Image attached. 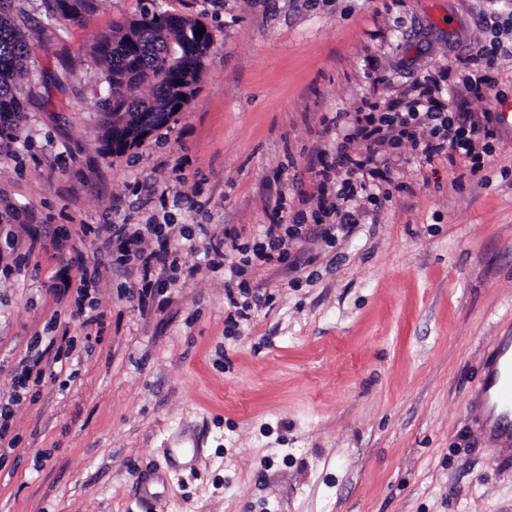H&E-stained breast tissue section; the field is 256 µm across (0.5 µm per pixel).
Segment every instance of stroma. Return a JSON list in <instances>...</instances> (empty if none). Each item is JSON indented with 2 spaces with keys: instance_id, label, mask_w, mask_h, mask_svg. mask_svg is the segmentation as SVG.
Here are the masks:
<instances>
[{
  "instance_id": "obj_1",
  "label": "stroma",
  "mask_w": 512,
  "mask_h": 512,
  "mask_svg": "<svg viewBox=\"0 0 512 512\" xmlns=\"http://www.w3.org/2000/svg\"><path fill=\"white\" fill-rule=\"evenodd\" d=\"M210 29L199 90L122 157L102 148L93 52L141 0H94L81 22L16 0L32 30L20 137L0 151V394L34 336L56 364L14 408L0 512H512L469 402L494 337L512 332V127L495 124L480 176L401 144L389 197L296 268L245 275L230 324L223 269H169L147 307L134 265L95 229L173 225L171 256L201 264L233 229L259 237L284 198L319 196L342 145L333 121L467 61L491 74L459 111L512 106V0H158ZM40 247L29 250L31 240ZM98 267L85 324L74 298Z\"/></svg>"
}]
</instances>
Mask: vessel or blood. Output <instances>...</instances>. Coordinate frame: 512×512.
<instances>
[{
  "label": "vessel or blood",
  "instance_id": "1",
  "mask_svg": "<svg viewBox=\"0 0 512 512\" xmlns=\"http://www.w3.org/2000/svg\"><path fill=\"white\" fill-rule=\"evenodd\" d=\"M471 405L479 413L478 431L490 453L512 458V335L496 337Z\"/></svg>",
  "mask_w": 512,
  "mask_h": 512
}]
</instances>
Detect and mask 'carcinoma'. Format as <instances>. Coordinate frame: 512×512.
<instances>
[{"label": "carcinoma", "instance_id": "carcinoma-1", "mask_svg": "<svg viewBox=\"0 0 512 512\" xmlns=\"http://www.w3.org/2000/svg\"><path fill=\"white\" fill-rule=\"evenodd\" d=\"M15 0H0V141L19 136L24 124V105L16 78L30 58L29 34L18 24ZM91 0H45L52 18L79 22ZM204 23L182 14L171 20L170 11L143 10L102 36L96 57L100 82L106 94L99 100L107 112L102 141L112 151V124L124 113L136 112L155 129L166 127L176 112L175 102L189 103L198 91L208 61V45H200L196 31ZM151 86L147 97L140 87Z\"/></svg>", "mask_w": 512, "mask_h": 512}]
</instances>
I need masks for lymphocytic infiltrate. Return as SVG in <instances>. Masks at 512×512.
<instances>
[{"mask_svg":"<svg viewBox=\"0 0 512 512\" xmlns=\"http://www.w3.org/2000/svg\"><path fill=\"white\" fill-rule=\"evenodd\" d=\"M449 74L442 71L415 81L401 93L397 104L362 99L357 111L340 112L336 115V128L342 134L343 149L338 153L336 165L343 171L341 180H334L329 169H321L317 208L312 213L314 222L323 226L325 239L334 233H347L359 224L368 211L361 197L370 185L385 182L392 148L401 142H409L413 150L425 160L439 156H459L468 159L471 173H479L484 167L483 156L488 149L487 140L492 131L491 113L474 116L455 111L452 104L443 102L442 95L449 86ZM277 219L265 225L262 234L253 243L240 246L241 258L237 264L227 265L223 241H216L208 249V268L229 266L230 277L224 282V294L235 315L243 319L248 307L242 297L250 290L244 279L250 264H271L284 261L290 249L307 243V231L303 225L288 223V210L284 200L274 206ZM334 216V223H327V216ZM107 237L124 240V247L112 252L113 262L123 263L135 259L140 269L139 300H146L152 280L167 265L169 253L163 248L144 247V232L165 239L171 228L166 224H151L147 229H127L123 224H106L102 227ZM47 356L46 351L33 349L20 359L16 375V391L8 397H0V440L10 431L14 407L21 398L32 375L41 373Z\"/></svg>","mask_w":512,"mask_h":512,"instance_id":"lymphocytic-infiltrate-1","label":"lymphocytic infiltrate"}]
</instances>
